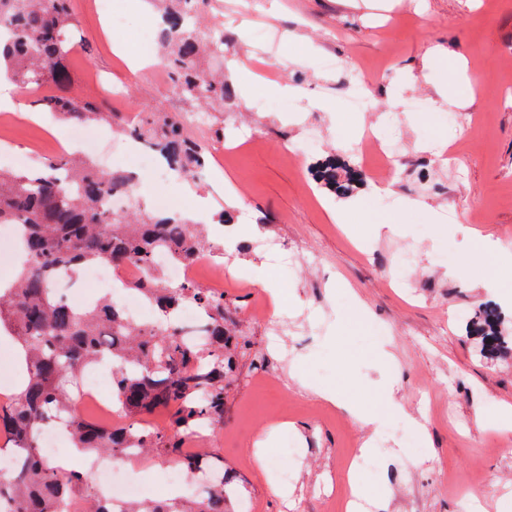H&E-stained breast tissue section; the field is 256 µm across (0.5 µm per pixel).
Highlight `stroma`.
I'll list each match as a JSON object with an SVG mask.
<instances>
[{"instance_id":"stroma-1","label":"stroma","mask_w":512,"mask_h":512,"mask_svg":"<svg viewBox=\"0 0 512 512\" xmlns=\"http://www.w3.org/2000/svg\"><path fill=\"white\" fill-rule=\"evenodd\" d=\"M241 0H212L207 18L223 20L235 39V58L256 78L225 70L233 94L224 106V179L240 188L244 207L217 198L204 182L157 179L141 171L136 197L162 192L206 199L204 223L218 212L245 219L251 234L224 240V253L253 268V279H231L224 306L252 345L224 399L220 434L205 449L234 472L254 512H341L349 478L369 493L376 512H512V429L492 425L512 404V357H488L456 311L486 305L503 316L512 337V0H258L239 19ZM97 0H72L79 25L66 58L70 89L106 111L180 113L185 104L159 56L132 72L113 42L138 54L135 39L147 19L136 0H123V30L105 29ZM466 60L469 87L447 63L427 65L433 47ZM333 56L352 66L382 69L367 111H350L336 92L338 75L320 66ZM271 81L301 89L291 110L271 93ZM408 97L429 104L403 112L406 149L399 176L377 188L382 163L361 167L344 147L351 129L401 110ZM260 136L241 145L242 126ZM319 130L316 151L299 156L308 126ZM68 122L28 121L0 154V171H17L27 145L43 159L57 157ZM333 156L359 182L337 197L315 173ZM392 220L394 229L382 228ZM498 243L501 269L489 282L474 250L472 231ZM275 240L292 266L270 264L262 241ZM281 288L276 318L290 331L282 347L268 345L264 320L249 315L254 300L270 305L266 285ZM364 308L384 330L394 361L372 351L363 325L348 321ZM388 392L420 419L412 426L386 419L369 435L351 416L321 399L351 386ZM283 417L286 433L268 419ZM374 438L376 472H351L349 452ZM265 440L271 474L252 463L250 449ZM282 483L286 497L271 493Z\"/></svg>"}]
</instances>
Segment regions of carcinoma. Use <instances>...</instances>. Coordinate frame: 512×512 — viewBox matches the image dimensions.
I'll return each instance as SVG.
<instances>
[{
  "instance_id": "carcinoma-1",
  "label": "carcinoma",
  "mask_w": 512,
  "mask_h": 512,
  "mask_svg": "<svg viewBox=\"0 0 512 512\" xmlns=\"http://www.w3.org/2000/svg\"><path fill=\"white\" fill-rule=\"evenodd\" d=\"M150 3L162 15L159 44L175 89L207 114L215 136H223L224 120L215 113L224 111L227 87L223 75L205 68L204 62L224 63L234 52V40L218 24L200 22L198 12L207 0ZM2 28L8 29V37L0 39V64L20 88L52 84L56 93L41 102L59 118L112 125V113L67 91L70 79L63 60L76 28L71 0H0ZM121 131L143 141L183 176L206 165L202 147L175 116H143ZM318 176L339 197L352 190L354 178L339 175L334 160L322 164ZM116 190L131 191L126 176L101 170L74 153L0 174V224L21 226L23 250L16 279L0 287V332L17 342L28 379L22 394L0 401V437L21 450L13 469L0 473V502L11 504L12 512H59L60 500L79 495L88 502V512H113L86 474L61 470L42 455L38 434L57 422L84 454L107 452L122 459L129 448L148 456L161 451L189 474L212 470L209 459L185 452L183 437L203 423L224 422V392L249 342L233 335L224 299L214 289L193 282L172 284L155 267L161 252L173 261H192L207 246L203 225L176 213L112 212L103 200ZM128 261L147 268L145 279L128 288L146 294L163 320L131 321L109 296L76 308L54 294L53 281L63 271ZM186 304L204 312L202 344L188 342L184 328L172 325ZM475 333L485 354L512 351L492 310L484 311ZM102 361L112 366V400L125 419L121 425L102 426L76 412L82 373ZM159 409L168 412V427L140 425L142 416ZM216 474L200 502L153 499L127 512H237L234 477L220 470Z\"/></svg>"
}]
</instances>
